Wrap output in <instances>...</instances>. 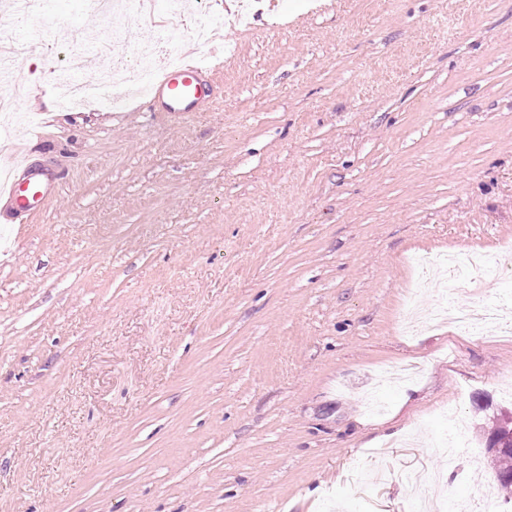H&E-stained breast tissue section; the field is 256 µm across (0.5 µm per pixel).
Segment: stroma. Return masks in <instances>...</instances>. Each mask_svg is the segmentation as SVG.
<instances>
[{
  "mask_svg": "<svg viewBox=\"0 0 512 512\" xmlns=\"http://www.w3.org/2000/svg\"><path fill=\"white\" fill-rule=\"evenodd\" d=\"M10 20L44 67L0 89V159L60 175L0 223V512H416L440 410H512V324L405 333L419 252L512 244V0H275L196 44L220 93L60 107L122 26L90 0ZM434 500L512 502L468 450Z\"/></svg>",
  "mask_w": 512,
  "mask_h": 512,
  "instance_id": "stroma-1",
  "label": "stroma"
}]
</instances>
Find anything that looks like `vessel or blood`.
I'll list each match as a JSON object with an SVG mask.
<instances>
[{"label": "vessel or blood", "instance_id": "1", "mask_svg": "<svg viewBox=\"0 0 512 512\" xmlns=\"http://www.w3.org/2000/svg\"><path fill=\"white\" fill-rule=\"evenodd\" d=\"M215 71L210 63L196 61L167 68L149 90V98L159 111L185 116L200 111L213 100ZM59 188L58 180L43 169L28 170L25 176L9 172L0 184V220L8 224H26L52 199Z\"/></svg>", "mask_w": 512, "mask_h": 512}]
</instances>
